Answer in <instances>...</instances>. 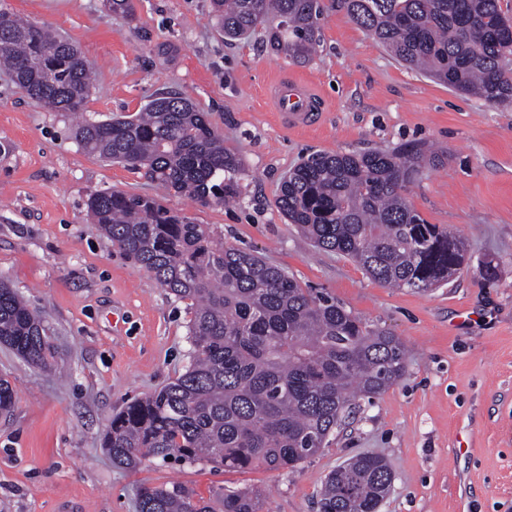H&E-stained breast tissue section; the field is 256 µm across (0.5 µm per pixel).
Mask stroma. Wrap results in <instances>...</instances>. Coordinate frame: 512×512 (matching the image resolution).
<instances>
[{
  "instance_id": "1",
  "label": "stroma",
  "mask_w": 512,
  "mask_h": 512,
  "mask_svg": "<svg viewBox=\"0 0 512 512\" xmlns=\"http://www.w3.org/2000/svg\"><path fill=\"white\" fill-rule=\"evenodd\" d=\"M313 58L271 52L261 33L225 39L211 0H136L126 20L105 0H0V8L78 46L95 70L84 110L136 113L163 92L208 112L241 160L240 197L203 207L143 173L102 162L71 117L23 97L0 70V279L41 311L56 359L44 368L0 345L15 394L0 416V512H137L142 485L182 484L209 499L252 488L266 512H318L327 476L361 454L392 470L379 512H512V106L455 92L398 61L336 0ZM311 83L320 122L282 126L272 82ZM428 143L444 154L407 197L463 238L466 260L427 293L387 288L348 257L316 249L275 201L283 175L315 153L361 154ZM123 190L163 199L215 236L283 267L405 345L402 378L359 400L327 447L292 470L112 462L103 434L128 402L182 374L188 304L160 288L101 234L86 201ZM497 274L484 277L483 262Z\"/></svg>"
}]
</instances>
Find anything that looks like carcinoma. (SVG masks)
<instances>
[{"instance_id": "obj_1", "label": "carcinoma", "mask_w": 512, "mask_h": 512, "mask_svg": "<svg viewBox=\"0 0 512 512\" xmlns=\"http://www.w3.org/2000/svg\"><path fill=\"white\" fill-rule=\"evenodd\" d=\"M350 18L403 64L493 105L512 104V17L500 0H339ZM129 19L134 0H106ZM224 37L258 28L269 49L301 63L320 43L322 0H212ZM0 64L37 106L77 122V143L144 173L168 193L222 206L237 193L240 159L188 97L160 95L135 114L80 118L90 63L68 40L0 10ZM443 154L420 143L395 151L316 153L286 173L276 206L322 250L349 257L392 288L425 292L464 264L460 239L429 224L408 186ZM103 235L174 298L189 302L192 349L184 373L112 417L104 448L129 468L205 462L226 470L294 469L325 447L352 406L392 386L406 349L332 298L313 295L263 258L224 244L159 198L120 190L90 195ZM0 343L47 366L56 350L43 319L0 280ZM14 406L0 378V414ZM392 471L360 456L331 472L318 512H378ZM214 504L189 488L143 486L138 512H262L260 493L228 491Z\"/></svg>"}]
</instances>
